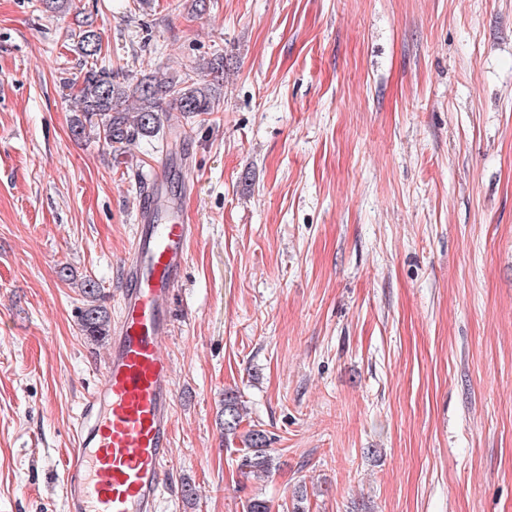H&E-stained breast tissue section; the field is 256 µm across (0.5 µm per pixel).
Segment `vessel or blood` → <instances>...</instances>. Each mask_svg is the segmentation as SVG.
<instances>
[{"mask_svg":"<svg viewBox=\"0 0 512 512\" xmlns=\"http://www.w3.org/2000/svg\"><path fill=\"white\" fill-rule=\"evenodd\" d=\"M155 171L120 265L121 313L100 387L89 394L76 446L62 458L67 512H156L174 453L171 330L173 291L187 264L194 227L167 197Z\"/></svg>","mask_w":512,"mask_h":512,"instance_id":"b4317fda","label":"vessel or blood"}]
</instances>
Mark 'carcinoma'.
Wrapping results in <instances>:
<instances>
[{
    "instance_id": "carcinoma-1",
    "label": "carcinoma",
    "mask_w": 512,
    "mask_h": 512,
    "mask_svg": "<svg viewBox=\"0 0 512 512\" xmlns=\"http://www.w3.org/2000/svg\"><path fill=\"white\" fill-rule=\"evenodd\" d=\"M74 39L84 66L77 95L78 115L71 123L75 137L81 138L94 131L107 147L122 151L138 138L152 137L158 132L159 112L167 100L188 114L214 111L216 85L205 78L182 84L149 74L130 87L121 82L120 73L113 71L112 66L98 63L102 41L93 25L79 30ZM81 288L87 299L81 315L82 331L87 336H102L109 320L106 310L97 304L100 288L90 279L84 281ZM243 421V408L237 395L232 391L224 392V439L229 444L238 439L244 445L238 459L240 469L265 477L273 469L267 436L255 428L241 431Z\"/></svg>"
}]
</instances>
